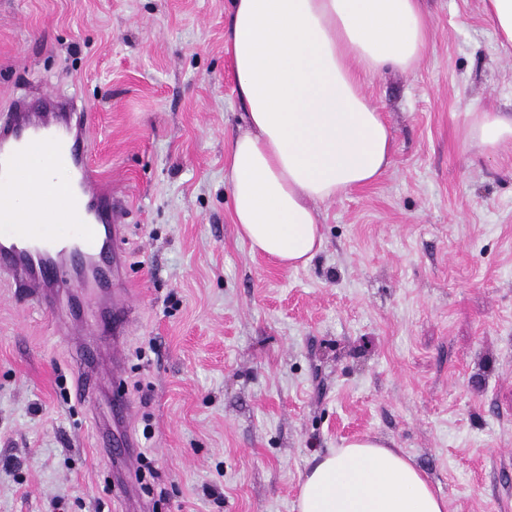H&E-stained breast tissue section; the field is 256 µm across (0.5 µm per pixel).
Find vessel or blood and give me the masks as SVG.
Instances as JSON below:
<instances>
[{"instance_id":"vessel-or-blood-1","label":"vessel or blood","mask_w":512,"mask_h":512,"mask_svg":"<svg viewBox=\"0 0 512 512\" xmlns=\"http://www.w3.org/2000/svg\"><path fill=\"white\" fill-rule=\"evenodd\" d=\"M92 140L84 113L53 101L38 110L19 106L0 125V271L23 295L56 310L60 288L87 290L108 322L131 324L122 249L126 206L105 187L90 162ZM44 166L30 170L32 149ZM66 176L57 186L55 173ZM125 349L114 336L108 357L79 368L89 387L101 374L121 380Z\"/></svg>"}]
</instances>
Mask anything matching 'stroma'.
<instances>
[{"mask_svg": "<svg viewBox=\"0 0 512 512\" xmlns=\"http://www.w3.org/2000/svg\"><path fill=\"white\" fill-rule=\"evenodd\" d=\"M428 49L364 92L393 137L376 182L318 204L291 269L240 241L228 0H0V113L56 95L130 208L123 387L144 461L106 454L50 314L0 274V512H294L313 454L413 458L448 512H512V48L482 0H424ZM469 126L468 135L479 148L492 152L498 144L512 139V115L504 116L500 112H480Z\"/></svg>", "mask_w": 512, "mask_h": 512, "instance_id": "35a3bbf8", "label": "stroma"}]
</instances>
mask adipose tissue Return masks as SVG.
<instances>
[{"mask_svg":"<svg viewBox=\"0 0 512 512\" xmlns=\"http://www.w3.org/2000/svg\"><path fill=\"white\" fill-rule=\"evenodd\" d=\"M229 52L245 128L224 179L251 252L307 265L323 235L317 206L389 167L388 126L365 79L407 72L429 24L420 0H230ZM486 151L512 139V116L482 112L468 131ZM297 512H448L411 457L376 438L314 455Z\"/></svg>","mask_w":512,"mask_h":512,"instance_id":"obj_1","label":"adipose tissue"}]
</instances>
